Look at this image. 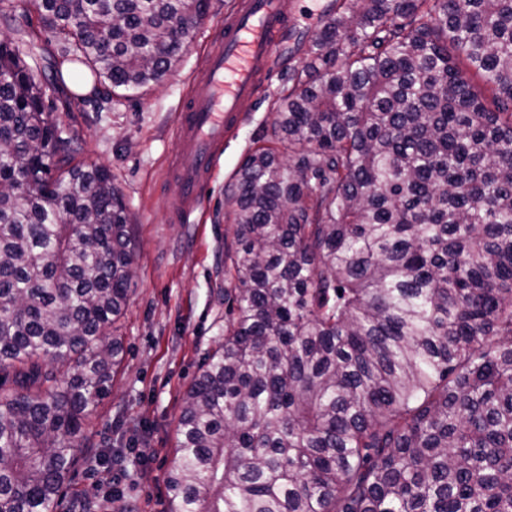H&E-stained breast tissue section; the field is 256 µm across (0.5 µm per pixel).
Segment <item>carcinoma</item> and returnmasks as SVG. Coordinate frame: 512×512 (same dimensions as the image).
Returning <instances> with one entry per match:
<instances>
[{"label":"carcinoma","instance_id":"obj_1","mask_svg":"<svg viewBox=\"0 0 512 512\" xmlns=\"http://www.w3.org/2000/svg\"><path fill=\"white\" fill-rule=\"evenodd\" d=\"M31 4L0 40V512L121 461L77 437L123 360L130 217L50 119L62 67L146 91L209 0ZM290 81L228 196L171 512H512V0H330ZM43 29L40 16L34 11H26L21 6L11 13L8 24L0 20V39L26 41L33 31Z\"/></svg>","mask_w":512,"mask_h":512}]
</instances>
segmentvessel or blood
I'll use <instances>...</instances> for the list:
<instances>
[{"mask_svg": "<svg viewBox=\"0 0 512 512\" xmlns=\"http://www.w3.org/2000/svg\"><path fill=\"white\" fill-rule=\"evenodd\" d=\"M287 19V0H237L225 14L177 114L178 151L171 171L181 193L168 203L175 222L194 223L224 141L234 137L244 121L240 102L253 94L258 78L272 70L269 34L284 28Z\"/></svg>", "mask_w": 512, "mask_h": 512, "instance_id": "obj_1", "label": "vessel or blood"}]
</instances>
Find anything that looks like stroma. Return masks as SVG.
Returning <instances> with one entry per match:
<instances>
[{"label": "stroma", "instance_id": "obj_1", "mask_svg": "<svg viewBox=\"0 0 512 512\" xmlns=\"http://www.w3.org/2000/svg\"><path fill=\"white\" fill-rule=\"evenodd\" d=\"M235 0H211L191 32L175 71L148 92L99 104L88 91H74L70 110L54 121L81 148V159L107 167L131 215L135 277L119 321L124 342L112 394L86 420L94 447L122 453L127 477L121 496L112 494V473L77 464L58 512L74 500L96 501L93 512H169L165 489L174 461L183 396L209 352L221 343L227 302L225 271L236 248L227 218V196L247 154L270 136L278 97L300 67L303 50L272 40L280 57L272 76L261 77L240 110L245 123L215 164L211 188L192 224H176L167 203L179 192L167 165L177 142L173 123L189 81L224 13Z\"/></svg>", "mask_w": 512, "mask_h": 512}]
</instances>
